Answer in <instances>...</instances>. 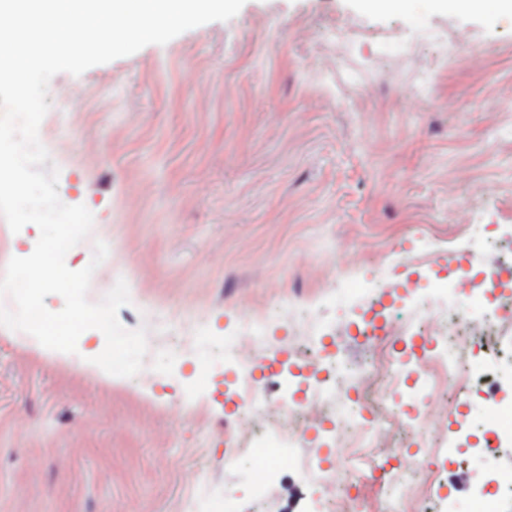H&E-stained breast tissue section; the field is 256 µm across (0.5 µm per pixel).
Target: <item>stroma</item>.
<instances>
[{"label":"stroma","mask_w":512,"mask_h":512,"mask_svg":"<svg viewBox=\"0 0 512 512\" xmlns=\"http://www.w3.org/2000/svg\"><path fill=\"white\" fill-rule=\"evenodd\" d=\"M50 85L71 93L48 96L42 121L64 148L50 155L59 196L94 216L70 267L104 241L96 276L129 280L166 340L149 343L136 377L111 379L83 358L100 331L67 354L0 327V512H182L202 480L203 512H316L344 490L380 512L392 472L399 512H471L479 492L512 512V491L478 458L502 427L490 408L512 396V334L472 339L471 381L449 392L441 430L409 431L434 397L422 382L432 342L406 318L371 342L356 328L413 299L512 322V287L474 300L454 275H480L490 248L512 276V15L246 0L230 21ZM280 306L322 333L303 342L274 326L255 372L270 404L284 362L302 366L297 401L375 359L412 370L381 404L398 423L350 487L310 472L337 468L344 409L356 427L377 421L348 381L282 446L281 478L262 495L257 460L225 455L237 415L224 350L239 345L241 316Z\"/></svg>","instance_id":"1"}]
</instances>
